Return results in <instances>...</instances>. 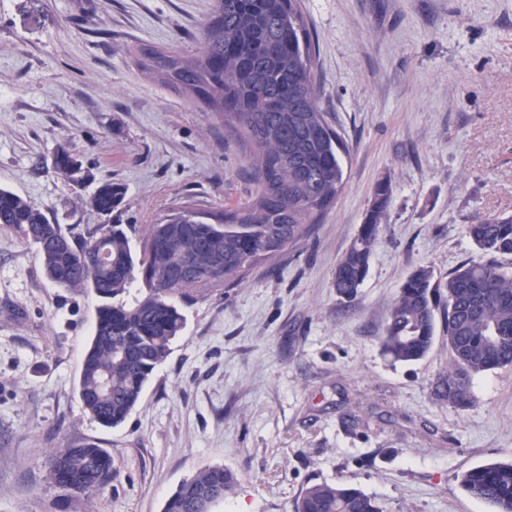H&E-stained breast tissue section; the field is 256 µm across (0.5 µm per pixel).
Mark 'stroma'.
I'll return each instance as SVG.
<instances>
[{"mask_svg":"<svg viewBox=\"0 0 512 512\" xmlns=\"http://www.w3.org/2000/svg\"><path fill=\"white\" fill-rule=\"evenodd\" d=\"M321 105L342 135L346 185L313 233L242 284L186 308L142 398L106 428L78 396L94 296L57 287L19 230L0 225V512H162L198 469L237 478L213 512H291L307 486L342 482L385 512H498L461 475L512 459V368L472 380L473 402H436L448 368L381 346L390 305L420 265L448 273L476 251L465 228L512 214V0H301ZM215 0H0V186L74 233L124 186L121 220L245 201L242 154L207 111L138 70L148 44L199 49ZM67 148L86 178L58 174ZM390 202L354 301L336 265L378 183ZM97 443L112 482L86 497L51 479L53 449Z\"/></svg>","mask_w":512,"mask_h":512,"instance_id":"stroma-1","label":"stroma"}]
</instances>
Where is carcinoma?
Segmentation results:
<instances>
[{"mask_svg":"<svg viewBox=\"0 0 512 512\" xmlns=\"http://www.w3.org/2000/svg\"><path fill=\"white\" fill-rule=\"evenodd\" d=\"M141 71L224 115L230 138L245 149L253 188L249 200L207 214L168 210L144 234L112 218L122 185L104 182L93 207L110 218L85 236L64 230L26 199L0 187V224L21 230L37 248L46 276L67 290L97 297L96 321L78 380L85 411L115 427L141 400L151 375L185 327L183 306L239 285L307 238L345 187V141L318 101L316 46L300 0H215L198 55L185 58L145 46ZM55 168L68 178L81 163L57 149ZM390 188L380 184L358 236L336 266L333 286L356 298L367 277ZM477 255L442 277L416 267L393 300L382 346L395 362L423 359L437 332L448 339L451 366L437 375V402L471 405L472 377L512 367V216L479 217L466 226ZM51 471L62 489L94 495L112 481V457L95 444L59 448ZM471 497L512 512V461L476 466L460 479ZM235 475L219 466L198 470L165 501L163 512H212L231 495ZM292 512H384L363 491L316 483Z\"/></svg>","mask_w":512,"mask_h":512,"instance_id":"obj_1","label":"carcinoma"}]
</instances>
